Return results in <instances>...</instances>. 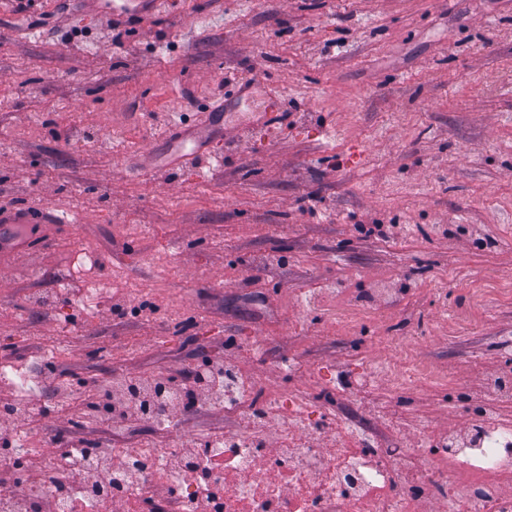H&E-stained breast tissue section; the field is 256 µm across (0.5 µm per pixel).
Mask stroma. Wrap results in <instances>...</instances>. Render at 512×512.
Wrapping results in <instances>:
<instances>
[{
	"mask_svg": "<svg viewBox=\"0 0 512 512\" xmlns=\"http://www.w3.org/2000/svg\"><path fill=\"white\" fill-rule=\"evenodd\" d=\"M218 110L222 165L139 173L172 125ZM28 208L70 220L0 257V364L42 379V435L138 447L143 422L86 402L115 375L191 383L208 358L284 392L381 362L360 409L396 414L399 441L465 426L512 378V0H161L119 24L86 0H0V217ZM85 247L110 285L88 306ZM116 298L157 311L119 319ZM349 301L378 312L338 322ZM448 310L476 321L449 333ZM397 341L447 385L396 389Z\"/></svg>",
	"mask_w": 512,
	"mask_h": 512,
	"instance_id": "obj_1",
	"label": "stroma"
}]
</instances>
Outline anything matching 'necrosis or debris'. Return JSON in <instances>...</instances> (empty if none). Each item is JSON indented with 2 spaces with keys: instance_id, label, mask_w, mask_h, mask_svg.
<instances>
[{
  "instance_id": "1",
  "label": "necrosis or debris",
  "mask_w": 512,
  "mask_h": 512,
  "mask_svg": "<svg viewBox=\"0 0 512 512\" xmlns=\"http://www.w3.org/2000/svg\"><path fill=\"white\" fill-rule=\"evenodd\" d=\"M387 371L379 363L350 388L329 387L324 397L335 403L330 420H312L307 396L264 390L240 375L224 378L218 409L239 421L235 432L200 440L209 469L185 479L174 464L173 420L144 414L153 436L135 454L143 469L120 487L106 491L73 479L58 443L50 458V477L41 485L0 487V512H43L44 502L63 512L77 503L79 512H106V500L123 512H419L422 501L438 512H512V384L491 381L489 412L475 413L462 429L423 428L410 444L393 439L394 422L374 427L364 418L356 396ZM275 414L287 416L281 444L269 448L260 435L262 423ZM336 438L338 448L326 455L321 445ZM169 488L158 496L157 487Z\"/></svg>"
}]
</instances>
